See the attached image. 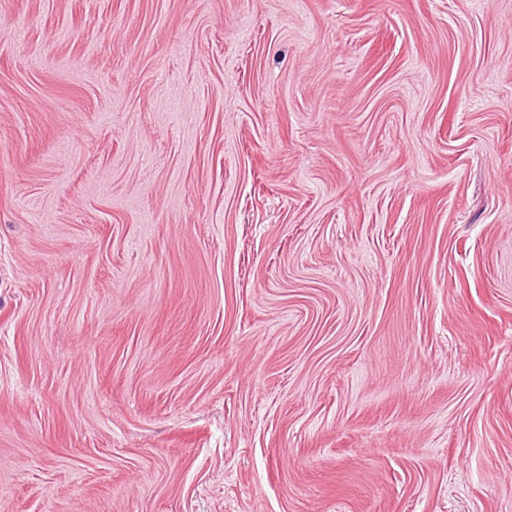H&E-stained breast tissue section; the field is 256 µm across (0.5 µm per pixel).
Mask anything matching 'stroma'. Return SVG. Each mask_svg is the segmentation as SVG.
<instances>
[{
	"label": "stroma",
	"instance_id": "1",
	"mask_svg": "<svg viewBox=\"0 0 512 512\" xmlns=\"http://www.w3.org/2000/svg\"><path fill=\"white\" fill-rule=\"evenodd\" d=\"M0 512H512V0H0Z\"/></svg>",
	"mask_w": 512,
	"mask_h": 512
}]
</instances>
